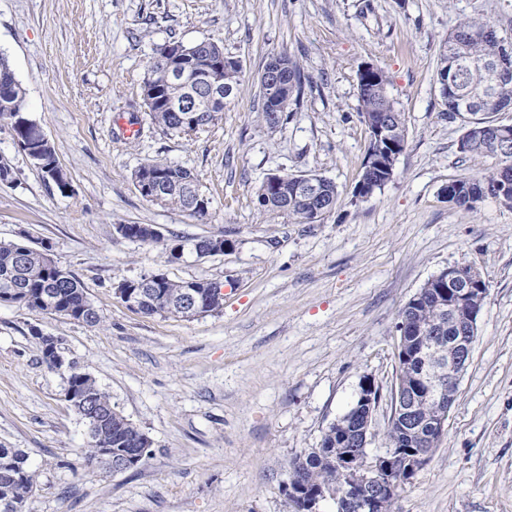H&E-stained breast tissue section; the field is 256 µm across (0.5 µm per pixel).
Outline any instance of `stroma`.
Wrapping results in <instances>:
<instances>
[{"label": "stroma", "instance_id": "stroma-1", "mask_svg": "<svg viewBox=\"0 0 512 512\" xmlns=\"http://www.w3.org/2000/svg\"><path fill=\"white\" fill-rule=\"evenodd\" d=\"M463 18L512 38V0H0V54L69 181L59 190L0 126V239L49 245L102 317L91 327L0 303V445L38 474L26 512H291L289 461L318 447L363 377L389 392L400 310L454 265L477 268L489 293L445 433L398 505L512 512V209L489 199L463 212L443 195L497 166L460 152L464 127L440 94V45ZM202 40L239 61L241 85L214 124L166 134L143 103L147 67L163 44ZM281 52L306 84L272 130L258 75ZM366 63L386 72L407 145L393 178L357 198ZM154 161L198 176L205 219L142 198L134 174ZM273 173L332 180L336 209L316 224L261 211L256 191ZM120 224L155 225L164 240L122 237ZM175 235H220L227 248L174 259ZM158 270L223 283L222 311L146 315L116 295ZM43 335L150 434L136 473L85 464L86 428L42 361Z\"/></svg>", "mask_w": 512, "mask_h": 512}]
</instances>
